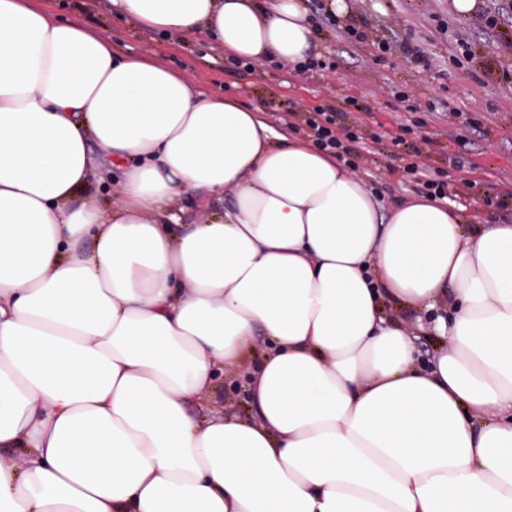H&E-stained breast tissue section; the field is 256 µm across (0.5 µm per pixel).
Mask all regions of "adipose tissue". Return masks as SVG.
Instances as JSON below:
<instances>
[{"label": "adipose tissue", "mask_w": 512, "mask_h": 512, "mask_svg": "<svg viewBox=\"0 0 512 512\" xmlns=\"http://www.w3.org/2000/svg\"><path fill=\"white\" fill-rule=\"evenodd\" d=\"M111 5L259 64L314 43L303 0ZM184 194L224 207L183 225ZM440 304L423 363L393 311ZM221 377L249 417L189 413ZM1 448L0 512H512V224L382 212L261 111L0 0Z\"/></svg>", "instance_id": "obj_1"}]
</instances>
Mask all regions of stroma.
I'll return each mask as SVG.
<instances>
[{"mask_svg": "<svg viewBox=\"0 0 512 512\" xmlns=\"http://www.w3.org/2000/svg\"><path fill=\"white\" fill-rule=\"evenodd\" d=\"M304 0L315 25L314 57L326 69L275 64L236 67L223 49L196 37L149 32L118 18L109 0H36L63 19L96 30L118 55L152 57L185 73L195 85L240 106L261 110L289 139H306L302 117L331 105L358 126L373 154L358 174L383 207L418 195L399 169L419 150L428 170L448 183V203L467 224H512V204L488 205L512 183V0H477L498 18L497 34L452 0ZM367 18L360 42L347 26ZM390 45L383 53L379 44Z\"/></svg>", "mask_w": 512, "mask_h": 512, "instance_id": "stroma-1", "label": "stroma"}]
</instances>
